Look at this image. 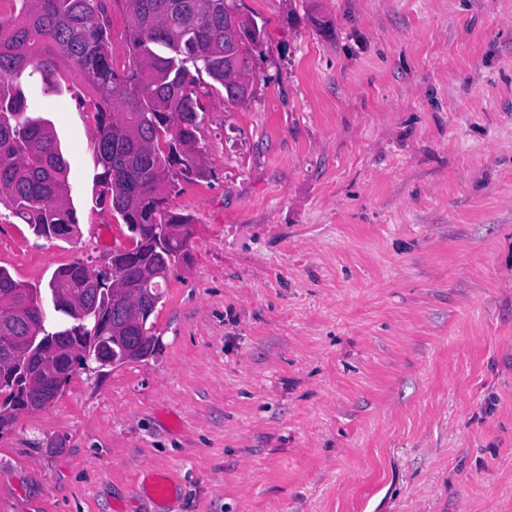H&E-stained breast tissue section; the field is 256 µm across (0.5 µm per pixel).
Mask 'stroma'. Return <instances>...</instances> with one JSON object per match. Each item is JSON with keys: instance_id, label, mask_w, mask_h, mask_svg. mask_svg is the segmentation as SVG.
<instances>
[{"instance_id": "1", "label": "stroma", "mask_w": 512, "mask_h": 512, "mask_svg": "<svg viewBox=\"0 0 512 512\" xmlns=\"http://www.w3.org/2000/svg\"><path fill=\"white\" fill-rule=\"evenodd\" d=\"M241 7L253 93L199 90L156 350L0 433V512H512V0ZM78 90L28 94L73 237L0 204V267L40 288L129 243Z\"/></svg>"}]
</instances>
